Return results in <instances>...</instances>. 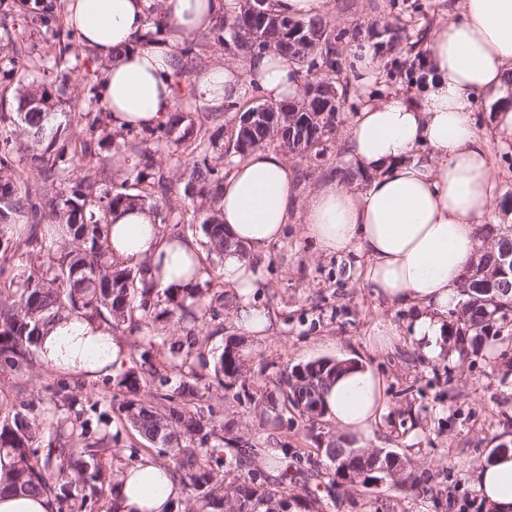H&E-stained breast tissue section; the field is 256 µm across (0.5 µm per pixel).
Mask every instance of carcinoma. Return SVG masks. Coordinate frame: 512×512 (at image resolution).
Masks as SVG:
<instances>
[{
  "instance_id": "carcinoma-1",
  "label": "carcinoma",
  "mask_w": 512,
  "mask_h": 512,
  "mask_svg": "<svg viewBox=\"0 0 512 512\" xmlns=\"http://www.w3.org/2000/svg\"><path fill=\"white\" fill-rule=\"evenodd\" d=\"M254 3L228 0L214 24L213 39L190 38L179 56L204 64L230 39L244 57L274 48L305 68L301 102L312 85L336 83L342 69L336 41H310L287 50L285 33L249 23ZM0 13L49 35L41 43H28L15 26L0 23V74L42 73L36 83L0 91V367L16 375L32 371L39 336L73 312L111 331L120 328L131 340L128 369L112 376L123 399L98 417L104 425L117 418L115 434H92L91 419L61 390L54 392L52 409L31 401L0 417V456L9 459L0 474V495L45 494L56 501V512H94L123 474V467L107 464L111 442L123 430L150 444L131 446L124 467L156 451L161 466L190 492L197 512H322L343 498L344 487L364 486L376 478L422 498L441 495L444 489L433 475L416 474L405 458L392 464L390 458H399L396 452L353 448L331 434H316L317 451L328 461L324 467L312 454L286 443L260 448L249 441L242 446L219 410L202 404L198 383L209 367L233 400L253 406L259 424L271 413L280 419L293 412L313 432L325 414V390L339 368L329 358L295 364L279 372L274 389L256 395L246 387L237 337H226L221 353L212 355L209 343L217 331L210 325L224 306V282L215 272L230 246L220 206L224 153L215 152L212 134L175 153L176 163L189 170L184 195L212 200L200 218L203 247L210 255L206 279L159 293L144 267L123 268L112 259L114 210L147 207L161 222L175 213L176 224H182L183 212L172 203L169 183L142 177L117 188L112 181L114 167L128 159L151 167L157 153L170 149L173 125L112 128L111 113L99 104L91 79L78 101L62 98L72 80L68 56L75 49V32L65 24L63 4L0 0ZM335 120L333 109L315 96L298 113L301 126L274 122L269 133L258 127L246 146L240 143L241 123H236L231 149L244 154L275 139L296 156L312 152L317 157ZM116 140L121 155L114 159L110 151ZM479 232L484 241L493 238L496 247L478 250L462 277L463 301L449 313L447 339L460 352L512 315V284L488 285L501 248L512 244V229L483 224ZM172 318L183 324L182 336L156 343L158 323ZM148 385L158 390L154 402L142 398Z\"/></svg>"
}]
</instances>
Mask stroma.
<instances>
[{
    "label": "stroma",
    "mask_w": 512,
    "mask_h": 512,
    "mask_svg": "<svg viewBox=\"0 0 512 512\" xmlns=\"http://www.w3.org/2000/svg\"><path fill=\"white\" fill-rule=\"evenodd\" d=\"M462 0H325L323 15L343 60L353 50L372 52L379 62L371 85L359 89L354 78L338 85L340 110L336 131L324 157L287 155L294 174L295 204L283 236L267 253L251 257L259 278L251 295L253 305L265 308L267 330L250 334L240 328L235 313L240 302L235 288L225 286L230 303L224 306L222 335L237 336L246 358L248 385L271 382L286 365L319 358L356 354L385 378L388 406L371 437L352 439L356 448H387L410 460L416 472L442 480L446 492L439 499H423L411 490L390 484L350 488L342 508L326 512H488L476 488V471L501 436L512 438V335L488 339L462 357L427 356L410 336L414 313L404 306L389 307L374 298L364 278V264L354 254L339 256L321 251L302 233L303 203L319 186L335 178L348 151L347 128L365 96L394 92L412 98L423 95L412 77L401 75L402 63L421 57V45L432 27L448 14L459 13ZM401 25V52L389 51L382 26ZM494 99L480 102L476 120L490 131ZM491 160L497 170L495 204L489 223L512 225V142L492 135ZM395 324L398 334L385 346L373 341L379 320ZM66 387L78 403L90 393H112L104 378L71 380L63 373L37 367L19 378L0 371V408L11 409L26 399L48 403L58 387ZM203 400L220 406L224 421L238 433L264 444L277 438L289 447L314 451L316 443L299 422L284 424L269 418L259 424L246 404L227 399L224 389H203Z\"/></svg>",
    "instance_id": "35a3bbf8"
}]
</instances>
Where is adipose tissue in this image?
Here are the masks:
<instances>
[{
	"instance_id": "obj_1",
	"label": "adipose tissue",
	"mask_w": 512,
	"mask_h": 512,
	"mask_svg": "<svg viewBox=\"0 0 512 512\" xmlns=\"http://www.w3.org/2000/svg\"><path fill=\"white\" fill-rule=\"evenodd\" d=\"M156 1L166 39L138 43ZM224 8V0H66L67 22L104 64L97 95L114 128L166 122L178 104L176 47L208 30ZM424 50L432 79L422 99L399 93L363 103L349 126L348 159L371 182L346 175L326 182L307 199L304 224L326 253L363 258L376 299L416 307L411 335L423 352L436 353L495 198L489 138L475 105L512 85V0H463L461 17L436 26ZM300 85L294 59L266 53L191 76L189 92L200 106L221 109L241 101L248 86L279 102L297 96ZM293 182L284 158L263 148L236 159L224 178V234L234 246L224 253L222 273L241 298L236 321L250 333L269 320L249 301L258 280L241 251L264 252L283 235ZM112 255L126 266H148L160 291L188 287L206 258L194 238L163 233L152 211L139 207L113 215ZM124 353L103 324L76 314L51 325L38 347L44 366L79 380L109 373ZM385 392L383 376L352 361L330 381L325 412L346 435L366 438L386 408ZM477 490L490 512H512V451L481 466ZM116 492L122 512H166L179 484L145 458L123 474Z\"/></svg>"
}]
</instances>
